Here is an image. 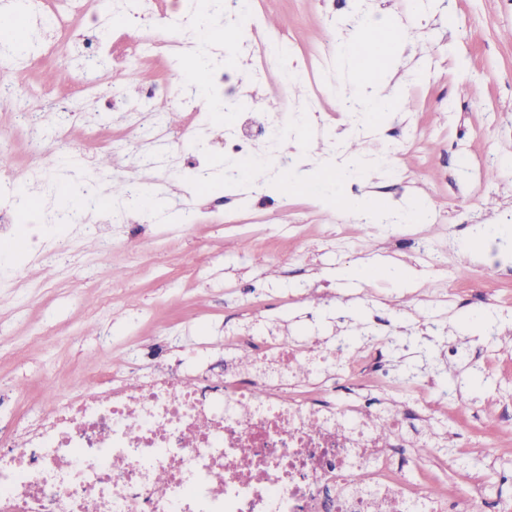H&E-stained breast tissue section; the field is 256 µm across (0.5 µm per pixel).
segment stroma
I'll use <instances>...</instances> for the list:
<instances>
[{
	"label": "stroma",
	"mask_w": 512,
	"mask_h": 512,
	"mask_svg": "<svg viewBox=\"0 0 512 512\" xmlns=\"http://www.w3.org/2000/svg\"><path fill=\"white\" fill-rule=\"evenodd\" d=\"M250 11L246 30L237 15L224 14L237 39L208 48L214 67L232 55L252 81L243 89L229 76L219 86L220 95L237 101L223 127L182 104L174 59L147 55L127 65L110 47L88 76L79 46L46 62L52 33L37 18L29 52L0 62L28 72L35 103L71 112L66 143L48 127L13 140L6 160L15 173L33 151L83 161L96 142L110 155L107 170L83 161L79 171L60 173L63 184L101 189L110 180L136 181L165 203L163 211L139 216L111 203L95 216L97 238L82 224L56 223L51 186L28 183V221L40 225L41 236L12 255L24 270L21 282L0 278V425L78 397L109 368L127 374L175 353L192 377L197 356L221 359L229 332L314 351L340 339L354 350L372 340L386 346L391 375L457 391L455 403L436 409L440 421L479 429L467 456L445 446L420 455L416 477L440 489L477 478L487 495L504 493L498 475L512 468V452L490 451L487 434L512 429V0H251ZM197 13V0H83L78 27L85 41L127 47L131 33L113 17H148L155 23L150 37L189 44ZM364 21L399 26L409 36L383 77V92L410 99L411 110L378 115L362 134L359 161L366 191L393 204L392 221L366 224L329 200L284 193L278 165L258 191L226 181L224 144L239 137L253 112L284 127L290 113L316 104L309 130L343 158L352 118L343 96L368 95L371 87L335 55L328 72L287 88L266 78L256 52L285 30L306 59L336 37L355 35ZM150 81L168 85L149 108L178 137L170 165L133 169L110 147L125 126L113 99L120 92L135 98ZM391 134L409 142L397 160L409 174L403 183L370 160ZM202 172L216 185L207 197L188 190ZM118 209L124 217L116 221ZM292 215L302 223H289ZM340 224L350 240L343 251L336 248ZM173 239L178 249L169 248ZM62 240L72 253L47 271L44 257ZM369 259L413 269L416 277L368 285L350 277ZM487 288L497 291L491 303L470 304Z\"/></svg>",
	"instance_id": "1"
}]
</instances>
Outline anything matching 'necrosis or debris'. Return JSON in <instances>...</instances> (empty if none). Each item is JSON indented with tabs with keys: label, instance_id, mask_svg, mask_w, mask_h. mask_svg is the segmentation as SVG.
Instances as JSON below:
<instances>
[{
	"label": "necrosis or debris",
	"instance_id": "1",
	"mask_svg": "<svg viewBox=\"0 0 512 512\" xmlns=\"http://www.w3.org/2000/svg\"><path fill=\"white\" fill-rule=\"evenodd\" d=\"M24 94L17 77L0 78L12 134L47 121L66 138L67 110L44 118L22 108ZM169 141L163 124L133 122L112 148L148 167L166 159ZM224 349L260 365L225 368L216 384L203 371L185 384L168 367L147 380L108 373L38 425L0 433V512H372L377 500L382 512H465L457 494L406 476L416 459L402 436L432 420L435 389L391 378L381 348L350 357L336 345L343 376L305 384L286 379L304 357L295 343L229 335ZM374 389L401 399L383 433L362 420Z\"/></svg>",
	"mask_w": 512,
	"mask_h": 512
}]
</instances>
